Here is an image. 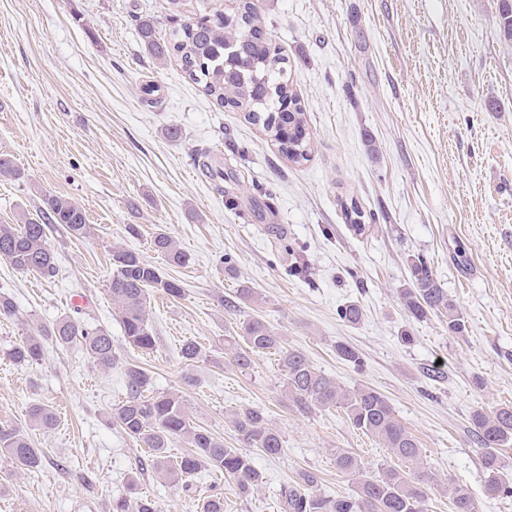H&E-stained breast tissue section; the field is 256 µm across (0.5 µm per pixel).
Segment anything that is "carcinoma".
Instances as JSON below:
<instances>
[{"instance_id": "cac0c4a2", "label": "carcinoma", "mask_w": 512, "mask_h": 512, "mask_svg": "<svg viewBox=\"0 0 512 512\" xmlns=\"http://www.w3.org/2000/svg\"><path fill=\"white\" fill-rule=\"evenodd\" d=\"M231 13L235 22L226 27L224 10L213 0H203V9L196 17L164 36L158 35L152 17L139 19L138 27L148 53L157 63L177 59L206 96L221 107L244 113L250 123L261 126L288 160L297 164L308 160L307 120L288 88V58L268 38L254 0H233ZM498 26L503 39L511 42L512 0H498ZM345 215L356 231H364L365 214L357 204L345 206ZM51 224L62 226L77 239L92 232L77 202L66 195L47 193L36 215L21 212L14 223L0 224V259L19 273L53 275L54 255L46 234ZM151 247L172 266L188 262V256L163 231L153 235ZM408 269L409 283L400 293L407 315L419 322L433 315L446 317L448 331L463 334V316L426 259H408ZM152 289L174 298L183 295L179 281L165 276L160 268L143 261L134 251L113 248L108 292L126 342L145 353L155 348L147 312ZM337 315L346 323L357 324L363 318V309L356 302H348L337 310ZM241 339L240 344L231 339L235 344L232 362L237 369L247 371L254 356L275 351L290 405L302 412L342 409L354 428L379 440L407 465L405 470L389 466L367 474L357 455L338 448L336 470L356 478L354 489L336 497L318 494V476L304 471L298 483L282 489L283 512H426L430 477L421 470L420 442L398 421L383 394L363 385L352 389L342 386L336 378L315 368L301 351L285 347L260 319L252 318L242 326ZM48 340L62 347L81 345L100 367L110 368L117 361L107 330L91 327L70 315L29 333L7 352V357L17 365L31 366L42 359ZM125 375L127 396L112 407V421L140 447L148 449V461L158 478L166 483H186L201 470L213 469L232 479L243 497L261 486L262 472L252 465L250 457L238 448L224 447L222 440L196 425L180 391H151L149 371L136 364H127ZM26 416L44 429L57 421L52 407L41 402L29 406ZM232 423L247 447L272 457L283 451V439L261 407L241 409L233 414ZM469 425L475 440L484 448L485 493L512 497V477L503 478L502 454L503 448L512 445V405L480 407L470 415ZM175 438L184 440L189 448L178 457L169 455V444ZM0 452L8 455L17 468L30 472L39 470L45 459L43 451L33 446L28 432L12 425L0 426ZM450 498L453 512H478L475 497L464 486L452 485ZM131 502L136 512H156L153 501L146 496L117 498L112 502V512H128Z\"/></svg>"}]
</instances>
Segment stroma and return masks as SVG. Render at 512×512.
I'll use <instances>...</instances> for the list:
<instances>
[{
	"instance_id": "35a3bbf8",
	"label": "stroma",
	"mask_w": 512,
	"mask_h": 512,
	"mask_svg": "<svg viewBox=\"0 0 512 512\" xmlns=\"http://www.w3.org/2000/svg\"><path fill=\"white\" fill-rule=\"evenodd\" d=\"M257 6L306 115L309 158L298 164L243 113L207 98L177 60L161 65L148 54L138 19L153 16L168 33L166 0H0V155L25 174L0 179V224L36 212L51 192L73 198L92 226L80 240L50 234L54 276L0 261V293L17 308L0 320V424L28 427L35 401L58 416L51 429L28 427L45 453L40 470H20L0 453V512H112L135 473L157 512H200L213 495L224 512H281L280 490L300 472L318 474L325 495L353 488L336 470V449L356 453L372 474L395 465L341 409L303 414L289 405L276 355L256 356L246 372L235 367L224 339L255 317L343 386L387 398L418 437L435 483L426 512H452L451 480L479 512H512V497L485 495L469 428L478 407L512 404V43L499 33L497 0ZM172 127L179 139L168 137ZM203 152L222 177L205 175ZM347 198L371 214L364 232L346 223ZM158 228L187 266L154 252ZM116 246L185 289L180 298L151 292L150 354L126 343L112 311ZM412 255L428 261L456 304L463 335L434 316L408 317L400 291ZM298 258L307 277L289 272ZM242 288L253 300H239ZM349 301L364 309L355 325L336 314ZM73 313L109 331L112 368L51 342L33 368L6 358L33 328ZM405 332L413 343L401 341ZM188 340L203 351L192 364L180 352ZM340 343L358 351L362 368L338 357ZM127 362L149 370L153 390H179L193 421L226 447L240 445L234 412L264 408L284 446L276 458L250 451L264 483L245 498L208 470L170 485L142 469V448L110 416L126 396ZM435 364L442 376L433 381L424 370ZM477 377L483 387H474Z\"/></svg>"
}]
</instances>
